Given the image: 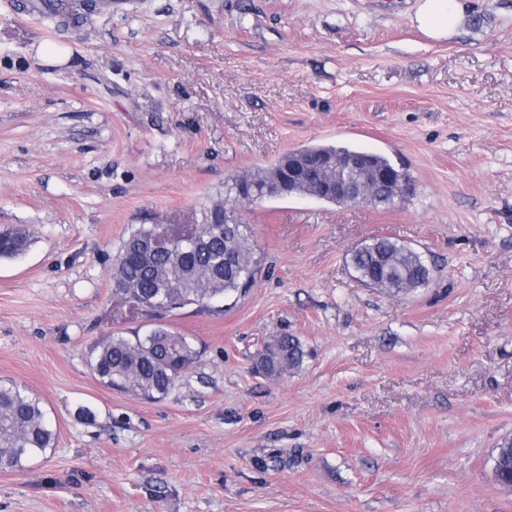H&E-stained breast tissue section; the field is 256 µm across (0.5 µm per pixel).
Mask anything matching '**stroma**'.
Returning <instances> with one entry per match:
<instances>
[{
  "label": "stroma",
  "mask_w": 512,
  "mask_h": 512,
  "mask_svg": "<svg viewBox=\"0 0 512 512\" xmlns=\"http://www.w3.org/2000/svg\"><path fill=\"white\" fill-rule=\"evenodd\" d=\"M0 0V381L57 435L0 471V512H512V0H112L62 26ZM54 47L64 60L41 55ZM314 144L404 163L386 208L305 196L241 208L250 292L165 319L200 355L164 399L95 378L90 348L149 328L108 272L141 224H188L228 177ZM417 249L428 287L360 282L356 246ZM297 336L302 367L254 357ZM419 1L413 22L432 39L446 38L457 19V0ZM30 236L23 226H6L0 228V258H15L29 246ZM304 358L303 346L296 336H274L258 353L256 367L264 376L278 378L285 373L299 370ZM496 480L504 486H512V441H506L497 448L494 456Z\"/></svg>",
  "instance_id": "obj_1"
}]
</instances>
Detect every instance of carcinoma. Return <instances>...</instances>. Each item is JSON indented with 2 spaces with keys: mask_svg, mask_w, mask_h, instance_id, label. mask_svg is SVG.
<instances>
[{
  "mask_svg": "<svg viewBox=\"0 0 512 512\" xmlns=\"http://www.w3.org/2000/svg\"><path fill=\"white\" fill-rule=\"evenodd\" d=\"M365 155L375 171L394 169L390 158L349 146L319 144L293 152L303 162L302 174L288 184V195H318L328 177L323 160L345 163ZM288 155L270 166L231 180L227 192L233 200L201 209L195 237L174 244L170 252L151 255L141 249L157 229L142 224L123 240L109 270L114 294L132 308L159 317L187 306H206L214 299L242 296L252 288L260 271L251 244L249 226L242 223L237 206L245 204L240 187L264 191L281 169ZM374 207L394 204L408 197L386 184H376ZM23 226L0 228V258H15L29 246ZM350 264L364 284L394 295H408L430 284L431 269L422 255L386 236H374L350 254ZM199 351L192 338L155 324L146 333L112 335L89 352L91 371L109 388L159 401L176 387L196 362ZM305 352L300 340L291 335L275 336L258 353L256 367L268 378H278L302 367ZM55 430L41 400L16 382L0 383V471L22 470L46 453L55 441ZM496 480L512 486V441L497 448L494 456Z\"/></svg>",
  "mask_w": 512,
  "mask_h": 512,
  "instance_id": "cac0c4a2",
  "label": "carcinoma"
}]
</instances>
